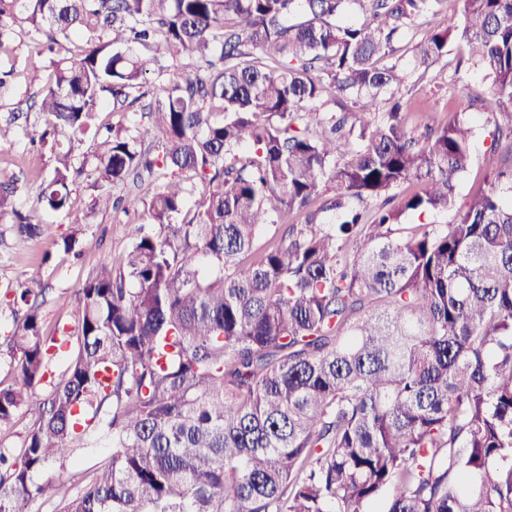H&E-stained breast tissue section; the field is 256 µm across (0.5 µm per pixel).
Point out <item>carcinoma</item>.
I'll list each match as a JSON object with an SVG mask.
<instances>
[{"mask_svg": "<svg viewBox=\"0 0 512 512\" xmlns=\"http://www.w3.org/2000/svg\"><path fill=\"white\" fill-rule=\"evenodd\" d=\"M462 3L434 25L447 0H0V48L17 23L85 40L28 77L56 166L28 212L0 180V217L38 238L84 174L63 139L93 127L89 213L150 221L53 335L47 289H12L0 424L28 422L0 442V512H512V0ZM452 46L486 84L472 113L412 120ZM109 96L151 97L148 123L97 124ZM101 441L77 494L45 475ZM494 130V122L482 123L481 127L477 130V135L473 144L474 164L469 173L461 180L459 185V200L462 201L466 198L467 194L478 188L479 186L485 187L484 184V170L483 158L486 149L490 145L491 133Z\"/></svg>", "mask_w": 512, "mask_h": 512, "instance_id": "carcinoma-1", "label": "carcinoma"}]
</instances>
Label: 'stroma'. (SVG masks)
Instances as JSON below:
<instances>
[{
    "label": "stroma",
    "instance_id": "35a3bbf8",
    "mask_svg": "<svg viewBox=\"0 0 512 512\" xmlns=\"http://www.w3.org/2000/svg\"><path fill=\"white\" fill-rule=\"evenodd\" d=\"M45 41L44 33L18 24L6 46L0 47V74L7 76L5 91L0 94V170L17 177L16 200L18 206L25 209L36 198L42 178L50 174L54 158L50 149L33 151L29 145V125L21 120L10 121L9 116L27 111L29 107L26 94L29 72L36 70L43 77H52L57 61L77 55L85 45L84 40L74 38L62 42L54 52L35 53L34 45ZM481 85L482 78L476 70L463 73L457 80L452 69L447 68L437 72L435 79L420 82L415 93L421 105L426 106L450 96L466 99ZM95 194L90 179L83 178L73 184L69 210L40 212L44 232L36 240L18 239L9 225L0 226V295L20 284L38 283L46 287L47 302L41 309L45 332L73 321V308L60 306L58 296L72 294L96 267L109 262L127 246L126 226L131 221L130 216L120 211L87 215L86 210ZM82 216L88 217L90 222L86 231L88 245L83 256L76 259L64 253L59 242L76 218ZM46 253L51 256L47 264L41 261ZM106 455L103 448L86 449L81 456L54 463L50 474L70 491H77L93 466Z\"/></svg>",
    "mask_w": 512,
    "mask_h": 512
}]
</instances>
